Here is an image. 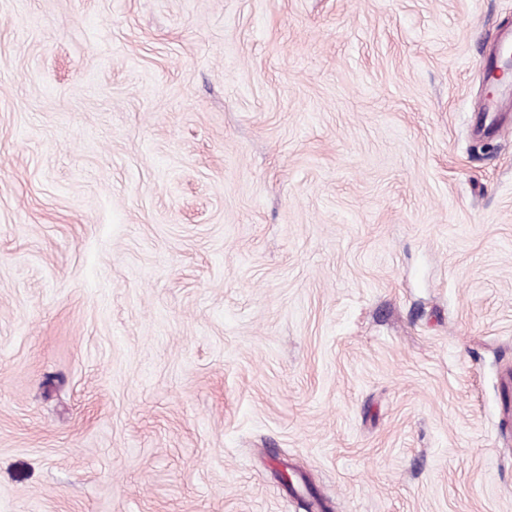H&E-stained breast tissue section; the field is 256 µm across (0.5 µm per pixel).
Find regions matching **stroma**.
<instances>
[{
  "label": "stroma",
  "instance_id": "stroma-1",
  "mask_svg": "<svg viewBox=\"0 0 512 512\" xmlns=\"http://www.w3.org/2000/svg\"><path fill=\"white\" fill-rule=\"evenodd\" d=\"M508 25L0 0V512H512Z\"/></svg>",
  "mask_w": 512,
  "mask_h": 512
}]
</instances>
